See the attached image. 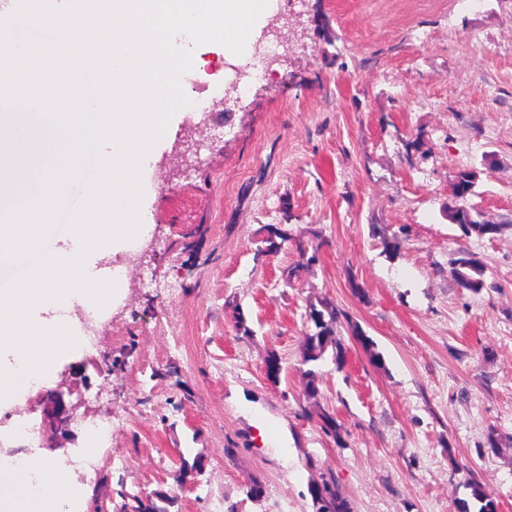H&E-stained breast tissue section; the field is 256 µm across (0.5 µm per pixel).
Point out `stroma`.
Segmentation results:
<instances>
[{"label": "stroma", "mask_w": 512, "mask_h": 512, "mask_svg": "<svg viewBox=\"0 0 512 512\" xmlns=\"http://www.w3.org/2000/svg\"><path fill=\"white\" fill-rule=\"evenodd\" d=\"M287 17L252 55L265 80L238 104L214 99L207 123L178 113L155 149L153 249L92 347L56 368L79 426L52 431L36 391L0 430L35 423L40 447L17 438L12 453L68 463L88 446L84 421L110 420L76 482L84 512H111L122 485L176 491L171 512H312L315 463L354 512H460L473 481L512 512V0H304ZM464 170L495 237L448 218ZM267 224L289 233L270 257L257 253ZM300 244L319 260L284 286ZM464 254L486 269L480 293L451 274ZM323 296L342 312L345 364L329 353L318 367L340 447L300 407L306 312ZM198 454L201 480L178 489L181 459Z\"/></svg>", "instance_id": "1"}]
</instances>
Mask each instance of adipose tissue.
I'll return each instance as SVG.
<instances>
[{
  "instance_id": "obj_1",
  "label": "adipose tissue",
  "mask_w": 512,
  "mask_h": 512,
  "mask_svg": "<svg viewBox=\"0 0 512 512\" xmlns=\"http://www.w3.org/2000/svg\"><path fill=\"white\" fill-rule=\"evenodd\" d=\"M68 468L43 457L0 455V512H70Z\"/></svg>"
}]
</instances>
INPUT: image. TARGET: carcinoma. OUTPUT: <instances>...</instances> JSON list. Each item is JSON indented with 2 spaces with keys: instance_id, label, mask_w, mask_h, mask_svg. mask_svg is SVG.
<instances>
[{
  "instance_id": "carcinoma-1",
  "label": "carcinoma",
  "mask_w": 512,
  "mask_h": 512,
  "mask_svg": "<svg viewBox=\"0 0 512 512\" xmlns=\"http://www.w3.org/2000/svg\"><path fill=\"white\" fill-rule=\"evenodd\" d=\"M478 172L462 171L458 173L451 184L448 201V216L457 224L466 237L476 235L479 238L493 237L500 230V225L495 224L479 214L467 201L460 199L463 191L474 192ZM262 230L266 235L262 238V247L258 248V254L271 255L278 252L280 242L288 239L287 230L275 225H265ZM300 259L281 271V280L290 285L298 278L300 269L307 267L316 261V254H308V250L298 249ZM486 270L476 260L467 256L454 261L452 276L457 284L472 292L479 293L486 286ZM308 320L313 329L305 336L302 346L303 364L308 369L301 371L303 380V396L310 402V408L304 409V414H315L319 420L322 431L336 443H341V425L330 411L322 408L318 401V375L316 364L324 359L327 351L335 353V358H343L344 345L341 339V323L339 310L336 303L324 296L309 303ZM203 458L196 455L193 461L182 459L178 484L188 482V479L202 473ZM471 498L478 504L477 512H498L497 501L488 495L477 483L470 484ZM308 491L312 500L313 512H352L350 501L344 496L336 484L334 475L330 471L321 472L311 479ZM119 496L122 499L118 512H170V507L177 501V495L163 490L128 492L121 490Z\"/></svg>"
}]
</instances>
